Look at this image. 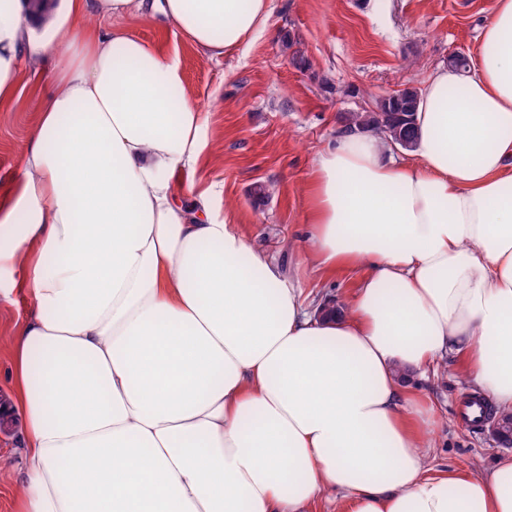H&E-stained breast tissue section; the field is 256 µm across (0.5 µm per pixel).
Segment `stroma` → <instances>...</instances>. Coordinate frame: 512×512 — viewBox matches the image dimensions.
Instances as JSON below:
<instances>
[{
    "label": "stroma",
    "instance_id": "obj_1",
    "mask_svg": "<svg viewBox=\"0 0 512 512\" xmlns=\"http://www.w3.org/2000/svg\"><path fill=\"white\" fill-rule=\"evenodd\" d=\"M494 0H270L265 28L214 61L185 41L160 15L124 24L142 41L177 54L184 88L205 112V151L194 171L176 174L181 196L205 193L214 220L231 216L301 292L304 305L344 300L363 276L345 269L323 276L304 261L307 183L318 156L344 127L347 113L375 99L421 86L450 53L472 56ZM54 90L48 73L21 70L18 95L0 105V206L16 196L31 126ZM269 186L268 197L253 194ZM413 387L436 407L428 437L437 469L491 465L505 453L487 425L461 415L469 390L458 362L414 374ZM19 425L0 430V512H14L21 450Z\"/></svg>",
    "mask_w": 512,
    "mask_h": 512
}]
</instances>
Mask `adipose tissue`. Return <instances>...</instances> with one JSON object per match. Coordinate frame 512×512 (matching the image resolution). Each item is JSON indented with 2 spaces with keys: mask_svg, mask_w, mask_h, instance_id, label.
<instances>
[{
  "mask_svg": "<svg viewBox=\"0 0 512 512\" xmlns=\"http://www.w3.org/2000/svg\"><path fill=\"white\" fill-rule=\"evenodd\" d=\"M156 11L218 60L269 0H68L39 38L0 0V102L25 63L55 84L0 211V300L30 301L4 344L16 512H512V454L433 470L408 381L450 355L512 413V0L468 71L425 80L410 160L357 130L319 156L305 255L364 270L324 318L234 224L178 206L206 116L123 25Z\"/></svg>",
  "mask_w": 512,
  "mask_h": 512,
  "instance_id": "ef3b65f1",
  "label": "adipose tissue"
}]
</instances>
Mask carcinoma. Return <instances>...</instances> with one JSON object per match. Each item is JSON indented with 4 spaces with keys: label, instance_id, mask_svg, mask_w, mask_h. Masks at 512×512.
Masks as SVG:
<instances>
[{
    "label": "carcinoma",
    "instance_id": "obj_1",
    "mask_svg": "<svg viewBox=\"0 0 512 512\" xmlns=\"http://www.w3.org/2000/svg\"><path fill=\"white\" fill-rule=\"evenodd\" d=\"M417 98L418 93L414 87H405L381 97L369 111L348 113L345 117L346 128H371L381 133L388 145L410 150L414 148L418 136L414 119L418 107Z\"/></svg>",
    "mask_w": 512,
    "mask_h": 512
}]
</instances>
